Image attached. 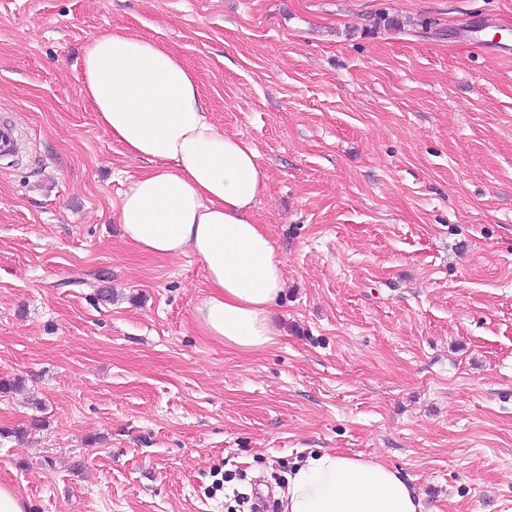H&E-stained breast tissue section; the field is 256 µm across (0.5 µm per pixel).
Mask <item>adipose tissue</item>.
<instances>
[{
  "label": "adipose tissue",
  "mask_w": 512,
  "mask_h": 512,
  "mask_svg": "<svg viewBox=\"0 0 512 512\" xmlns=\"http://www.w3.org/2000/svg\"><path fill=\"white\" fill-rule=\"evenodd\" d=\"M81 74L99 124L148 164L112 205L124 239L144 254L198 257L209 282L195 313L203 335L249 354L275 345L270 309L285 283L255 217L265 181L256 153L213 123L194 71L162 43L100 31ZM261 493L281 512H428L401 471L324 450L295 462L286 488Z\"/></svg>",
  "instance_id": "adipose-tissue-1"
}]
</instances>
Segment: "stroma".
Segmentation results:
<instances>
[{
    "label": "stroma",
    "mask_w": 512,
    "mask_h": 512,
    "mask_svg": "<svg viewBox=\"0 0 512 512\" xmlns=\"http://www.w3.org/2000/svg\"><path fill=\"white\" fill-rule=\"evenodd\" d=\"M479 19L512 27V0H0L27 140L0 161V483L31 512H234L324 449L431 512H512V55L470 45ZM112 28L178 53L258 155L285 276L264 352L201 335L197 257L112 218L141 164L79 66Z\"/></svg>",
    "instance_id": "stroma-1"
}]
</instances>
